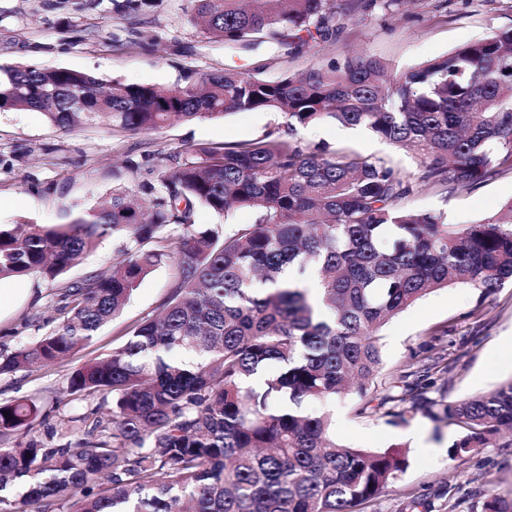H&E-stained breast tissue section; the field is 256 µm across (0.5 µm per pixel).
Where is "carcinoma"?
<instances>
[{
	"mask_svg": "<svg viewBox=\"0 0 512 512\" xmlns=\"http://www.w3.org/2000/svg\"><path fill=\"white\" fill-rule=\"evenodd\" d=\"M191 18L226 47L273 39L292 57L336 34L332 0H187ZM0 110L36 111L70 131L87 124L140 134L178 121L271 110L288 136L195 150L160 177L112 187L103 205L73 207L62 224H0V281L58 284L62 321L37 340L0 349V375L62 360L117 318L140 283L172 264L160 313L124 331L111 353L69 374L90 401L80 427L62 422L46 446L29 434L32 399L0 402V512H361L408 467L406 455L336 442L327 412L367 395L381 365L379 332L426 294L459 283L487 293L512 281V201L492 218L450 224L411 209L422 187L453 194L512 171V28L398 77L386 62L347 56L267 80L235 69L180 76L171 86L91 72L0 67ZM361 126L413 150L418 173L326 145L304 149L296 126ZM255 223H196V207ZM126 245L109 274L61 281L108 236ZM312 275L315 303L302 286ZM423 363L377 404L399 426L421 414L454 426L456 460L512 448V380L449 402L432 396ZM9 415H3V412ZM482 512H512V493Z\"/></svg>",
	"mask_w": 512,
	"mask_h": 512,
	"instance_id": "cac0c4a2",
	"label": "carcinoma"
}]
</instances>
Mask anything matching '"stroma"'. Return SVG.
Returning a JSON list of instances; mask_svg holds the SVG:
<instances>
[{
	"instance_id": "35a3bbf8",
	"label": "stroma",
	"mask_w": 512,
	"mask_h": 512,
	"mask_svg": "<svg viewBox=\"0 0 512 512\" xmlns=\"http://www.w3.org/2000/svg\"><path fill=\"white\" fill-rule=\"evenodd\" d=\"M338 33L305 46L291 58L262 42L228 48L212 41L191 22L186 0H152L136 14L117 12L113 0H0V65L90 71L103 80L169 85L181 71L205 73L224 67L252 71L274 80L354 54L388 62L395 74L475 40L512 28V0H401L383 12H346L336 0ZM155 43L141 46L143 35ZM284 120L269 111L236 112L217 119L178 122L145 134H116L104 126L63 131L41 113L0 111V224L29 220L58 224L66 209L94 207L107 200L113 175L129 185L158 183L197 147L235 144L284 134ZM295 140L311 148L326 142L364 155L389 158L404 174L416 173L415 155L362 128L333 122L298 127ZM512 199V172L495 175L476 188L448 195L428 188L409 197L417 210L447 214L449 223L469 224L494 216ZM173 269L163 266L147 276L122 315L102 327L67 361L34 372L0 376V402L36 399L46 416L36 428L84 413L87 403L68 390V376L88 359L122 344L118 331L154 316L168 292ZM14 296L0 306V345L15 348L50 331L60 320L52 302L53 285L31 276L9 279ZM479 317H471V310ZM382 370L368 392L376 401L400 375L426 357L442 358L447 373L435 375V388L448 400L486 394L512 379V284L489 294L466 284L436 290L387 321L380 331ZM359 398L328 403L337 441L355 448L405 453L409 466L399 480L363 512H406L416 497V512H481L485 497L512 490V450L482 448L449 460L457 438L452 426L435 427L418 416L393 426L377 414L353 412ZM425 443H416L413 431Z\"/></svg>"
}]
</instances>
